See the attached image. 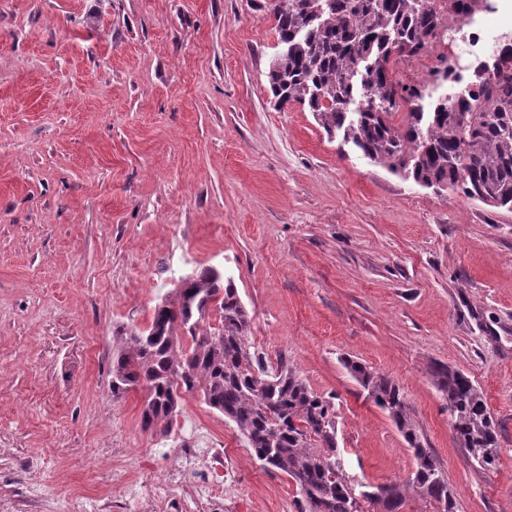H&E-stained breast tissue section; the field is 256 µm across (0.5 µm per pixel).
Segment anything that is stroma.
<instances>
[{
  "mask_svg": "<svg viewBox=\"0 0 512 512\" xmlns=\"http://www.w3.org/2000/svg\"><path fill=\"white\" fill-rule=\"evenodd\" d=\"M268 0H0V512H147L189 442L233 466L236 512H299L199 393L172 434L112 396L116 327L180 275L234 278L249 343L336 406L350 476L413 454L344 359L391 377L455 512H512V211L435 193L276 106ZM479 388L500 458L453 436L432 369Z\"/></svg>",
  "mask_w": 512,
  "mask_h": 512,
  "instance_id": "35a3bbf8",
  "label": "stroma"
}]
</instances>
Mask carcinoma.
<instances>
[{
    "instance_id": "carcinoma-1",
    "label": "carcinoma",
    "mask_w": 512,
    "mask_h": 512,
    "mask_svg": "<svg viewBox=\"0 0 512 512\" xmlns=\"http://www.w3.org/2000/svg\"><path fill=\"white\" fill-rule=\"evenodd\" d=\"M280 50L269 65L276 104L298 103L329 134L370 162L425 189L446 186L469 199L512 211V72L477 66L464 97L425 110L426 85L392 76L398 57L432 46L445 28L438 0H273ZM472 16L486 0H450ZM410 105L404 122L393 117ZM252 317L234 278L195 269L155 305L144 329L112 336V394L143 392L145 430L167 437L181 392L199 391L224 414L266 468L292 479L301 512H399L409 494L456 503L440 463L421 439L401 388L347 359L351 377L382 407L415 458L404 479L354 483L336 454V408L280 358L250 351ZM456 440L481 467L496 464L500 444L483 393L446 365L434 368Z\"/></svg>"
}]
</instances>
